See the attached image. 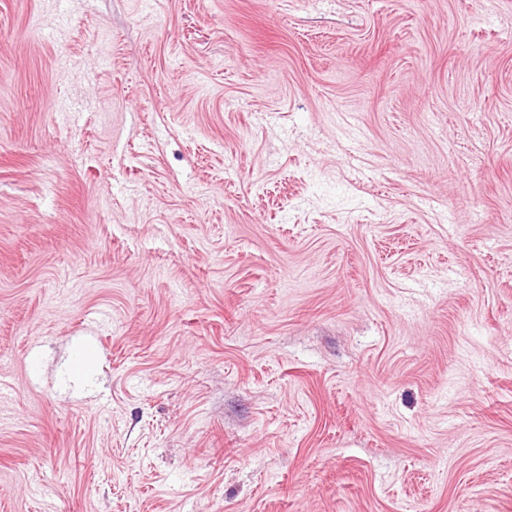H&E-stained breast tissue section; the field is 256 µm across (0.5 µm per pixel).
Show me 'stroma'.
<instances>
[{
  "label": "stroma",
  "mask_w": 512,
  "mask_h": 512,
  "mask_svg": "<svg viewBox=\"0 0 512 512\" xmlns=\"http://www.w3.org/2000/svg\"><path fill=\"white\" fill-rule=\"evenodd\" d=\"M0 512H512V0H0Z\"/></svg>",
  "instance_id": "stroma-1"
}]
</instances>
